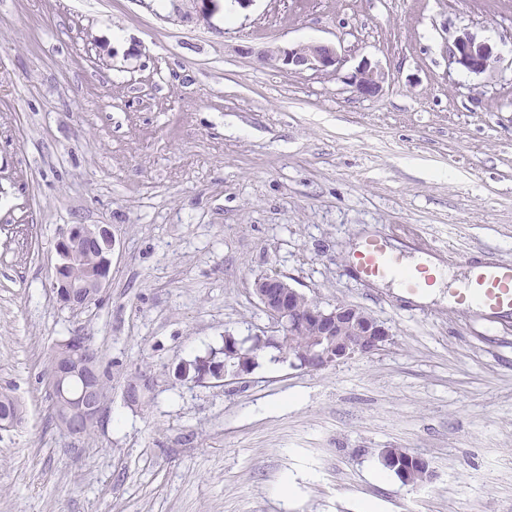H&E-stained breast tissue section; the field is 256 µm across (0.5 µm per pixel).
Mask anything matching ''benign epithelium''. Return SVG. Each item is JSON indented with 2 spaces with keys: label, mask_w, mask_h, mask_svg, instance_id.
Segmentation results:
<instances>
[{
  "label": "benign epithelium",
  "mask_w": 512,
  "mask_h": 512,
  "mask_svg": "<svg viewBox=\"0 0 512 512\" xmlns=\"http://www.w3.org/2000/svg\"><path fill=\"white\" fill-rule=\"evenodd\" d=\"M218 0H185V7H177L181 18L189 20L211 17ZM262 58L281 64V68L324 71L340 69L342 59L328 44L305 43L290 46H268L260 51ZM497 61L493 46L467 29L458 32L448 49V62L475 75L486 72ZM384 73L370 61H364L348 81L365 97H373L381 89ZM98 248L103 260L98 272L88 277L70 275L85 249ZM115 240L107 224H73L61 229L56 242L57 261L54 265L53 286L57 298L72 309H83L97 302L105 287L112 266ZM253 293L262 311L277 325L278 336H255L253 345L282 348L285 341L300 332L311 336L308 346L288 354L293 367L318 371L334 366L357 355L380 350L389 340L385 325L364 309L348 304L332 308L322 306L304 292L292 287L286 280L269 276L255 279ZM224 357H238L240 364L229 369L226 363L213 362L211 370L192 378L194 383L207 379L223 382L229 377L241 379L252 371L249 356L236 343L224 345ZM99 361L91 346L77 338L67 340V347L59 356L48 383L56 394L59 426L71 435H80L83 429L96 425L104 413L106 396L100 391ZM382 463L398 472L406 484L421 486L429 481L430 470L426 460L417 456V467L404 471L392 464L388 451L381 453Z\"/></svg>",
  "instance_id": "benign-epithelium-1"
}]
</instances>
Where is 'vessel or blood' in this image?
I'll return each instance as SVG.
<instances>
[{"label":"vessel or blood","mask_w":512,"mask_h":512,"mask_svg":"<svg viewBox=\"0 0 512 512\" xmlns=\"http://www.w3.org/2000/svg\"><path fill=\"white\" fill-rule=\"evenodd\" d=\"M357 265L364 277L397 278L410 292L421 291L434 281L426 269L406 268L400 254L377 241L368 242L359 252ZM454 297L462 305L478 304L491 318L512 311V264L477 266L473 276L455 289Z\"/></svg>","instance_id":"obj_1"}]
</instances>
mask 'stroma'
Segmentation results:
<instances>
[{
	"label": "stroma",
	"instance_id": "1",
	"mask_svg": "<svg viewBox=\"0 0 512 512\" xmlns=\"http://www.w3.org/2000/svg\"><path fill=\"white\" fill-rule=\"evenodd\" d=\"M0 0V512H512V314L416 303L352 264L356 241L512 263V0ZM499 57L448 61L456 32ZM335 46L286 71L273 45ZM384 74L363 97L362 60ZM108 224L99 302L52 288L61 227ZM384 323L319 371L259 352L245 379L175 371L271 323L253 281ZM91 338L110 378L88 435L57 425L48 356ZM148 379L139 405L128 383ZM386 448L424 458L404 484ZM179 2H187L184 4L186 9L177 5V12L181 18L189 20L201 18L203 20L210 18L217 10L218 0H181ZM260 55L268 61L280 63L285 70H338L343 62L333 46L320 43L297 44L288 48L268 46L260 51ZM417 461V467L412 469L411 471L405 472L403 468L399 465H394L393 463L389 465V469L397 471L399 474V478L408 485L412 486H422L430 479V470L426 460L419 456H414Z\"/></svg>",
	"mask_w": 512,
	"mask_h": 512
}]
</instances>
